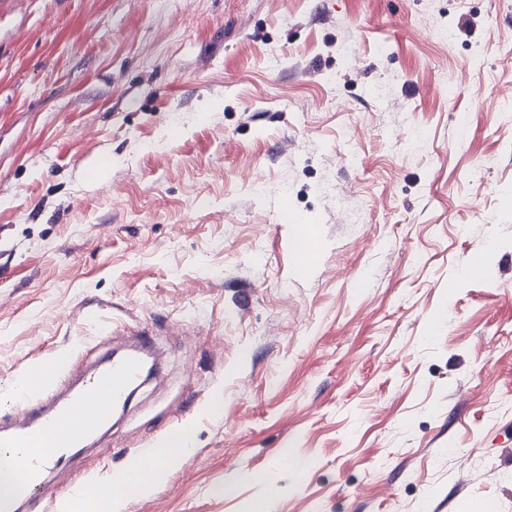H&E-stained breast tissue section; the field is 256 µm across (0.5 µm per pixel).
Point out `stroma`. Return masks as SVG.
<instances>
[{"label":"stroma","mask_w":512,"mask_h":512,"mask_svg":"<svg viewBox=\"0 0 512 512\" xmlns=\"http://www.w3.org/2000/svg\"><path fill=\"white\" fill-rule=\"evenodd\" d=\"M137 331L44 512H512V0H0V414ZM190 434L187 430L182 431L177 436L171 437L161 448L151 450V456L155 457L159 464L156 468L155 479H159L165 472V466L174 463L190 448ZM138 467L127 470L123 475L115 479H111L112 485L118 486L120 493L124 496H141L147 484L142 482L139 478Z\"/></svg>","instance_id":"1"}]
</instances>
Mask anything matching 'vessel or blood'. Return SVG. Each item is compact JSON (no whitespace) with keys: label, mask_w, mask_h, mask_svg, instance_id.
<instances>
[{"label":"vessel or blood","mask_w":512,"mask_h":512,"mask_svg":"<svg viewBox=\"0 0 512 512\" xmlns=\"http://www.w3.org/2000/svg\"><path fill=\"white\" fill-rule=\"evenodd\" d=\"M143 373L133 354L108 359L66 384L56 364L29 371L19 410L0 417V453L10 457L18 489L16 496L0 500V512H28L45 476L125 405Z\"/></svg>","instance_id":"vessel-or-blood-1"}]
</instances>
